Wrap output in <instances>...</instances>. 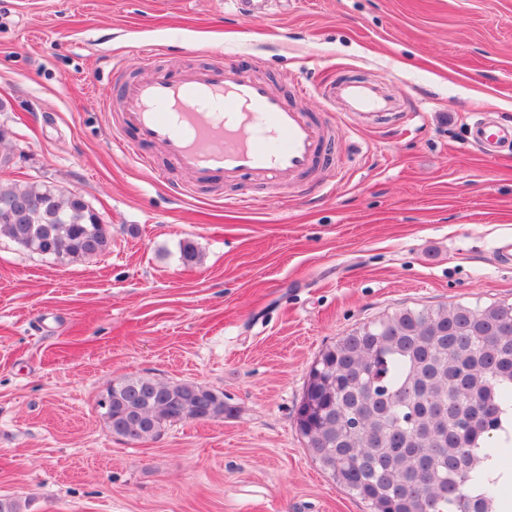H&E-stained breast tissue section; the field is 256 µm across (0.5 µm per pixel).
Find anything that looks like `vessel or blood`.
<instances>
[{"label":"vessel or blood","mask_w":512,"mask_h":512,"mask_svg":"<svg viewBox=\"0 0 512 512\" xmlns=\"http://www.w3.org/2000/svg\"><path fill=\"white\" fill-rule=\"evenodd\" d=\"M143 66L146 76L116 75L111 100L133 134L135 157L150 168H157L154 150L168 158L159 176L174 167L199 185H242L307 178L327 163L329 128L289 106L250 69L204 63L181 71L151 58ZM326 94L358 115L393 108L376 87L356 81L336 82ZM470 135L489 155L512 144V126L482 115L473 116Z\"/></svg>","instance_id":"obj_1"}]
</instances>
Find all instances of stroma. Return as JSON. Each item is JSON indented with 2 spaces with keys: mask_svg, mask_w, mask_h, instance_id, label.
Here are the masks:
<instances>
[{
  "mask_svg": "<svg viewBox=\"0 0 512 512\" xmlns=\"http://www.w3.org/2000/svg\"><path fill=\"white\" fill-rule=\"evenodd\" d=\"M174 69L247 61L328 120L335 164L253 184L228 211L178 195L114 142L104 103L145 53ZM355 77L379 120L325 93ZM8 179L84 197L109 250L58 261L0 233V499L20 512H369L313 461L296 410L313 361L402 308L512 302V146L486 156L471 117L512 125V0H0ZM192 243L196 257L185 261ZM127 376L223 394L222 418L112 436L96 407Z\"/></svg>",
  "mask_w": 512,
  "mask_h": 512,
  "instance_id": "1",
  "label": "stroma"
}]
</instances>
